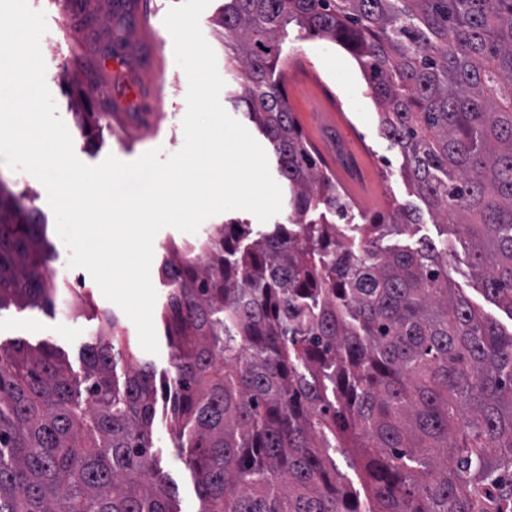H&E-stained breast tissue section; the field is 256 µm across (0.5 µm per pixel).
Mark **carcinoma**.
Returning a JSON list of instances; mask_svg holds the SVG:
<instances>
[{
	"instance_id": "cac0c4a2",
	"label": "carcinoma",
	"mask_w": 512,
	"mask_h": 512,
	"mask_svg": "<svg viewBox=\"0 0 512 512\" xmlns=\"http://www.w3.org/2000/svg\"><path fill=\"white\" fill-rule=\"evenodd\" d=\"M291 23L352 52L403 173L512 316V0H224V71L291 214L207 229L161 267L172 442L201 512H512V331L452 291L448 243L384 245L416 213L328 220L353 201L283 93ZM52 260L0 178V308L55 312ZM125 358L108 314L78 372L47 343L0 348V512H180L155 369L120 377ZM158 445L154 450L160 462L163 472L178 488V498L183 512H198L199 500L194 488L191 472L185 464V458L178 456L173 448L169 435V425L163 415L158 421Z\"/></svg>"
}]
</instances>
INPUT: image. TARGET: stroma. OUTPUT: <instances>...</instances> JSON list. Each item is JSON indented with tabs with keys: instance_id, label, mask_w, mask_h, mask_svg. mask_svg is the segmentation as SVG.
Returning a JSON list of instances; mask_svg holds the SVG:
<instances>
[{
	"instance_id": "obj_1",
	"label": "stroma",
	"mask_w": 512,
	"mask_h": 512,
	"mask_svg": "<svg viewBox=\"0 0 512 512\" xmlns=\"http://www.w3.org/2000/svg\"><path fill=\"white\" fill-rule=\"evenodd\" d=\"M115 0H90L91 8L101 18L97 31L82 30L83 67L62 64L55 42H42L46 64V84L57 106V113L67 126L77 157L96 165L114 155L132 161L155 144H163L165 154L179 151L184 143L182 121L186 113L188 81L176 64L173 40L162 21L179 0H129L137 21L126 33L121 48H114V28L119 20ZM113 46L111 57H103L106 46ZM288 51L300 52L312 71L310 79L289 75L284 88L293 117L307 140L321 146L322 160L337 164L359 178L367 192L364 205L352 209L347 223H363L376 212L406 208L419 212L420 222L411 232L394 237V244L416 246L420 240L443 241L446 228L434 223L423 202L410 187L401 171L402 156L381 133L379 109L367 88L359 64L348 50L321 37L304 38L290 30ZM81 82L90 99H97L102 89L112 92L111 124L94 133H84L72 117L79 107L73 96L74 82ZM342 103L341 115H333L326 104L329 95ZM166 109V119H159V109ZM0 179L26 198L46 226L49 242L58 258L54 268L76 289L86 306L80 317L72 318L66 308L48 313L37 307L9 306L0 310V347L18 341L36 345L42 342L64 352L72 366H80L81 351L97 330L102 313L119 316L123 326H130L117 305L107 300L91 275L82 268L69 267L70 253L56 232L55 216L47 201V192L30 174L15 172L0 165ZM453 284L471 304L496 319L503 329L512 328V318L492 304L472 278L470 256L463 246H456L450 258ZM157 456L163 472L178 489L182 512H199V500L191 472L175 450L166 419H158Z\"/></svg>"
}]
</instances>
